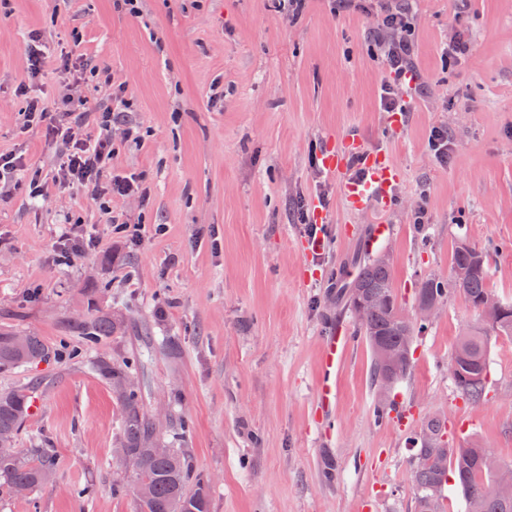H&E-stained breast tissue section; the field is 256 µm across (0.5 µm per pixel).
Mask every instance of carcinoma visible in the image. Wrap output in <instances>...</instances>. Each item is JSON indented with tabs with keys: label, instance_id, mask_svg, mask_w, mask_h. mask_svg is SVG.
<instances>
[{
	"label": "carcinoma",
	"instance_id": "1",
	"mask_svg": "<svg viewBox=\"0 0 512 512\" xmlns=\"http://www.w3.org/2000/svg\"><path fill=\"white\" fill-rule=\"evenodd\" d=\"M392 268L393 260L382 258L379 252L353 256L342 262L335 273L339 285L336 302L342 307L351 309L362 296L379 300V305L370 309L359 324L366 342L379 346L377 350L371 349L372 382L377 389L374 411L379 418L389 414L382 388L394 386L409 374L412 353L408 344L414 335L429 327L427 323L411 321L404 313L393 284ZM489 279L487 254L460 241L453 251L450 276L429 275L422 280L417 304H442L449 294H459L480 312L494 335L512 338V303H503L497 309L481 307L484 298L492 295ZM114 329L112 314L96 305L87 318L65 323L66 332L80 336L91 351ZM17 335L13 329L0 328V369L18 368L48 358L50 348L42 337L27 333L19 346L14 340ZM489 340L483 330L468 331L456 344L454 356L461 360L462 376L453 385L471 403L486 397ZM90 364L110 385L123 412L119 447L127 452L130 471L127 480L114 485L113 490L132 488L136 512H210L209 480L195 469L190 449L176 448L162 455L152 451L156 429L141 389L131 383L141 361L124 358L114 362L93 357ZM29 398L28 387L0 392V492L13 494L25 489L35 493L53 482L55 457L51 449L32 448L21 453L14 448L28 416ZM445 433L441 420L430 417L408 436L410 447L422 459L421 464L413 465L412 471L415 512H444L448 468L457 477L466 512H512V496H495L486 490L499 471L506 466L512 468V463L493 459L487 449L477 444L453 448L444 439Z\"/></svg>",
	"mask_w": 512,
	"mask_h": 512
}]
</instances>
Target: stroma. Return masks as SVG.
Instances as JSON below:
<instances>
[{"label":"stroma","instance_id":"stroma-1","mask_svg":"<svg viewBox=\"0 0 512 512\" xmlns=\"http://www.w3.org/2000/svg\"><path fill=\"white\" fill-rule=\"evenodd\" d=\"M414 9L420 88L396 130L377 106L385 66L371 18L334 14L328 0L292 17L279 0H0V153L54 166L42 129L23 126L17 92L37 31L52 53L126 82L137 138L116 140L112 170L142 177L149 194L108 202L143 225L137 245L83 190L52 184L34 197L21 175L0 199V327L34 332L52 350L0 372V390L33 386L15 446L52 448L58 460L52 486L28 498L0 492V512H136L132 492L112 491L128 470L113 455L120 404L82 339L64 331L92 301L119 320L97 353L142 357L135 381L159 435L189 422L184 444L211 481V512H414L407 438L432 414L450 445L512 462V338H491L488 396L466 401L448 362L483 322L449 296L387 396L405 421H381L371 350L336 307V267L384 249L415 316L420 282L448 276L461 240L489 251L490 288L512 303V0ZM458 29L470 51L454 62L442 47ZM435 127L453 141L445 164L429 146ZM350 138L400 169L389 205L349 210L343 174L322 167V153ZM298 202L325 215L320 251L305 247ZM68 216L99 246L60 263ZM338 334L349 342L327 379L325 340ZM88 484L94 497L78 498Z\"/></svg>","mask_w":512,"mask_h":512}]
</instances>
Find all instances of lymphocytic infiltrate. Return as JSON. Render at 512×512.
<instances>
[{"instance_id": "1", "label": "lymphocytic infiltrate", "mask_w": 512, "mask_h": 512, "mask_svg": "<svg viewBox=\"0 0 512 512\" xmlns=\"http://www.w3.org/2000/svg\"><path fill=\"white\" fill-rule=\"evenodd\" d=\"M334 12L357 10L373 20L371 40L386 66L378 88V109L406 112V86L417 78L416 17L412 0H335ZM104 94L67 95L48 104L30 97L24 110L25 126L41 127L54 146V173L45 177L42 168L28 167L22 157L0 153V190L13 177L26 172L33 195H41L46 182L83 189L92 199L145 197L139 177L113 173L116 133L132 138L134 125L126 112V87L105 77Z\"/></svg>"}]
</instances>
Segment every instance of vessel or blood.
Returning <instances> with one entry per match:
<instances>
[{"mask_svg": "<svg viewBox=\"0 0 512 512\" xmlns=\"http://www.w3.org/2000/svg\"><path fill=\"white\" fill-rule=\"evenodd\" d=\"M357 158L364 176L344 185V198L349 208L358 210L388 202V190L399 178V171L384 156L367 151L361 143L343 145L323 159L325 168L342 170L345 157Z\"/></svg>", "mask_w": 512, "mask_h": 512, "instance_id": "1", "label": "vessel or blood"}]
</instances>
